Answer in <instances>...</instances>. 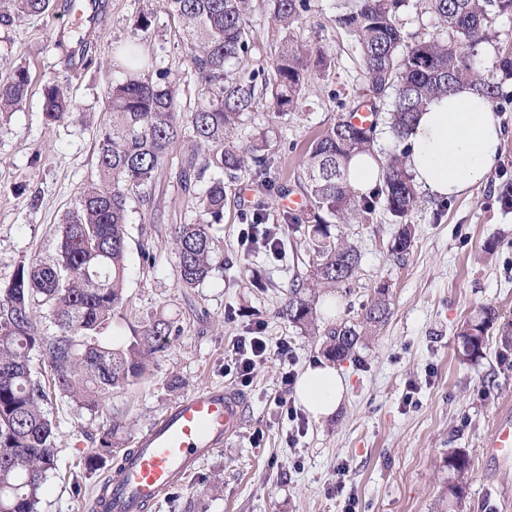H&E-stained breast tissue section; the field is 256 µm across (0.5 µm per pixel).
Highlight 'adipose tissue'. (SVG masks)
<instances>
[{
	"mask_svg": "<svg viewBox=\"0 0 512 512\" xmlns=\"http://www.w3.org/2000/svg\"><path fill=\"white\" fill-rule=\"evenodd\" d=\"M504 130L494 102L475 87L460 85L431 100L405 139L406 169L417 189L445 201L469 196L502 154ZM349 184L360 195L376 191L383 168L376 152L353 156ZM348 390L342 370L318 360L306 366L295 385L299 405L317 421L340 408Z\"/></svg>",
	"mask_w": 512,
	"mask_h": 512,
	"instance_id": "ef3b65f1",
	"label": "adipose tissue"
}]
</instances>
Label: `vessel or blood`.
<instances>
[{"instance_id":"vessel-or-blood-1","label":"vessel or blood","mask_w":512,"mask_h":512,"mask_svg":"<svg viewBox=\"0 0 512 512\" xmlns=\"http://www.w3.org/2000/svg\"><path fill=\"white\" fill-rule=\"evenodd\" d=\"M245 400L232 386H207L163 415L112 475L104 512H142L184 483L199 461L223 447L240 428ZM488 452L512 458V408L503 407L486 442Z\"/></svg>"}]
</instances>
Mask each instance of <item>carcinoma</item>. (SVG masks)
<instances>
[{"mask_svg":"<svg viewBox=\"0 0 512 512\" xmlns=\"http://www.w3.org/2000/svg\"><path fill=\"white\" fill-rule=\"evenodd\" d=\"M252 2L164 0L165 10L179 22L181 44L197 80L196 108L178 111L177 84L170 72L144 74L149 62L135 46L125 47L127 75L112 83L109 120L98 134L97 179L72 200L54 257L23 261L8 282L0 283V512H38L44 484L55 468L56 434L45 410L48 392L32 369V352L46 357L53 390L96 415L112 392L139 384L149 365L182 333L178 321L155 312L130 325L121 340L110 336L127 302L130 202L147 199L170 147L183 138L193 142L177 182L195 199L196 219L172 224L169 231L179 287L185 291L224 267L211 235L212 226L224 219V179L235 180L247 169L268 194L287 192L270 177L273 159L265 145L243 151L235 135L264 94L274 117L296 110L314 53L291 38V29L310 5L309 0H267L271 23L284 33L274 48L273 77L263 70H243L230 78L226 65L252 51ZM408 2L340 0L335 16L336 26L352 38L359 54L363 102L375 108L390 101V128L399 141L430 99L460 83H474L487 98L500 99V86L484 77L475 56L489 39L490 17L512 13V0H428L444 37L410 44L397 22ZM50 7L51 0H0V27L43 15ZM30 84L28 69H15L0 86V113L19 110ZM42 96L47 124L73 119L74 106L61 83L45 82ZM372 142V129L355 126L348 115L338 116L309 142L303 157L309 209L283 214L286 224L304 228L309 270L305 279L291 285L278 315L307 335L324 336L323 355L332 362L347 358L360 338L373 334L389 315L381 286L360 321L323 330L317 325L316 294L351 279L360 264L355 248L333 232V221L363 223L380 204L392 223L401 225L391 251L402 256L411 245L407 218L418 196L404 157L393 155L383 162V185L376 195L358 197L348 186L349 160L371 149ZM42 306L49 312L45 326L35 314ZM496 320V311L487 306L461 324L457 336L462 357L472 362L484 357ZM126 429L121 419H112L86 453L87 470L97 469L104 455L121 451ZM469 468L466 455L448 453V500L455 504L465 494Z\"/></svg>","mask_w":512,"mask_h":512,"instance_id":"cac0c4a2","label":"carcinoma"}]
</instances>
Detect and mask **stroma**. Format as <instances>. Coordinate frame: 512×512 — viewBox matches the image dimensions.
Wrapping results in <instances>:
<instances>
[{"label":"stroma","instance_id":"35a3bbf8","mask_svg":"<svg viewBox=\"0 0 512 512\" xmlns=\"http://www.w3.org/2000/svg\"><path fill=\"white\" fill-rule=\"evenodd\" d=\"M70 2L52 0L48 14L0 29V83L18 67L31 74L22 107L0 118L1 283L21 262L54 255L73 197L95 180L96 139L108 91L125 77L122 46L136 45L154 69L171 72L179 111L191 112L198 102L179 24L161 0H92L93 9L81 21L71 16ZM310 5L292 35L298 44L331 55L330 68L312 74L295 113L277 119L268 102H260L236 133L243 148L267 141L276 159L273 177L298 196L307 144L353 109L362 87L353 42L334 22L339 0H310ZM144 16L151 21L146 30L138 25ZM251 36L255 48L240 68H269L279 32L261 0L253 3ZM509 46L512 15L493 17L491 38L480 46L477 63L501 86L497 110L506 139L498 166L471 197H419L408 218L410 249L401 257L391 252L398 227L384 210H376L369 222L336 227L360 253V268L336 288L335 314H319V325L359 321L363 304L382 285L390 302L385 324L362 337L339 363L349 390L338 412L290 435L274 405L280 362L268 358L240 389L245 410L238 432L146 512H343L351 497L357 512H512V460L485 452L499 411L512 402V361L499 355L501 333L512 327V208L497 200L501 183L512 178V79L498 67L499 50ZM50 78L67 86L76 120L45 123L42 86ZM184 154L183 145L170 149L164 174L151 190L152 205L130 204L127 304L115 322L122 335L129 323L163 310L178 318L183 332L150 365L144 381L112 393L102 414L89 415L53 396L47 410L59 452L39 512H91L96 490L112 473L107 464L86 471L93 437L117 415L127 423V447H134L167 410L203 385L235 384L224 366L236 339L255 324L263 325L270 344L288 342L294 372L321 357L322 337L305 335L278 314L292 281L307 272L302 232L284 230L277 258L261 249L247 256L240 252L241 214L249 205L241 190L252 187L249 174L225 182L224 220L212 227L227 266L193 290L179 288L168 228L196 216L194 200L175 179ZM144 248L153 261H143ZM485 306L498 314L485 356L463 360L457 330ZM173 379L180 380L179 388H169ZM452 448L471 460L458 508L449 507L447 497L446 458ZM342 462L348 471L340 480L336 468Z\"/></svg>","mask_w":512,"mask_h":512}]
</instances>
